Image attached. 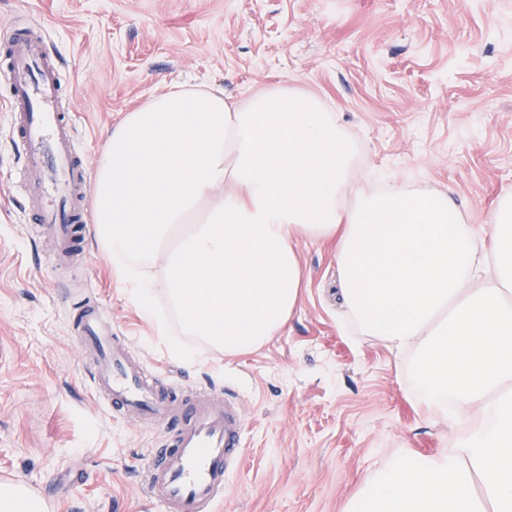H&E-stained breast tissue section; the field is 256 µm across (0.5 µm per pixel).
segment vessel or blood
I'll use <instances>...</instances> for the list:
<instances>
[{
    "label": "vessel or blood",
    "mask_w": 512,
    "mask_h": 512,
    "mask_svg": "<svg viewBox=\"0 0 512 512\" xmlns=\"http://www.w3.org/2000/svg\"><path fill=\"white\" fill-rule=\"evenodd\" d=\"M0 76L9 89L10 145L20 154L13 185L28 201L29 221L43 226L60 254H80L93 204L87 165L65 114L59 56L40 25L0 32ZM73 333L94 357L93 388L113 418L149 421L167 433L146 456L147 500L164 512H216L243 454L245 419L236 403L161 382L113 332L98 302L80 307Z\"/></svg>",
    "instance_id": "vessel-or-blood-1"
}]
</instances>
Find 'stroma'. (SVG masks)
Masks as SVG:
<instances>
[{"instance_id": "obj_1", "label": "stroma", "mask_w": 512, "mask_h": 512, "mask_svg": "<svg viewBox=\"0 0 512 512\" xmlns=\"http://www.w3.org/2000/svg\"><path fill=\"white\" fill-rule=\"evenodd\" d=\"M24 14L60 52L89 169L126 112L172 85L240 103L295 87L356 144L354 189L443 192L486 232L512 191V0H0V28ZM6 97L0 82V482L42 485L54 512H162L141 484L160 428L113 418L73 338L94 298L163 381L224 392L245 414L217 512H346L401 456L447 451V422L406 381L409 355L341 322L331 243L299 240L302 293L277 336L233 358L198 342L191 362L129 303L95 235L84 265L56 268L8 178Z\"/></svg>"}]
</instances>
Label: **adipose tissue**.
I'll return each instance as SVG.
<instances>
[{
	"instance_id": "ef3b65f1",
	"label": "adipose tissue",
	"mask_w": 512,
	"mask_h": 512,
	"mask_svg": "<svg viewBox=\"0 0 512 512\" xmlns=\"http://www.w3.org/2000/svg\"><path fill=\"white\" fill-rule=\"evenodd\" d=\"M353 160L334 112L300 89L238 106L175 87L113 127L96 239L130 304L185 360L187 336L234 356L277 335L304 278L297 240L332 242L344 318L411 353L414 397L449 428L471 421L442 456L381 471L348 512H512V192L481 245L447 195L351 193Z\"/></svg>"
}]
</instances>
